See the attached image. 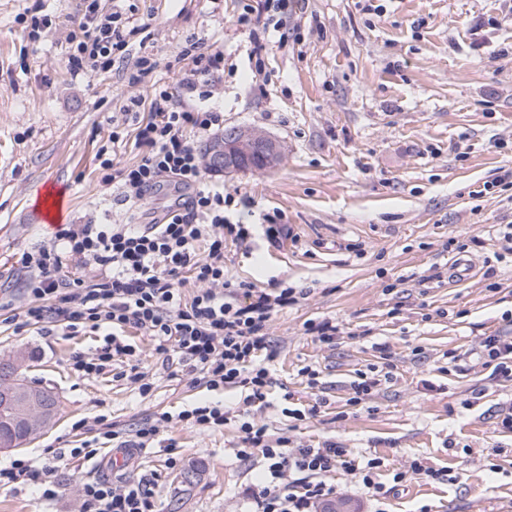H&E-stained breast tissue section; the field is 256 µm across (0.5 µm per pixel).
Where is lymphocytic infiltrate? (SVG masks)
<instances>
[{"mask_svg": "<svg viewBox=\"0 0 512 512\" xmlns=\"http://www.w3.org/2000/svg\"><path fill=\"white\" fill-rule=\"evenodd\" d=\"M138 32L119 9L101 10L97 0H83L68 33V67L75 77L90 76L123 58ZM185 65L177 90L153 88L149 97L128 96L119 107L121 124L113 128L97 158L103 183L116 185L123 202L145 205L150 191L166 187L177 197L163 216L147 224H64L54 238L23 253L26 300L13 309L15 331L37 328L99 337L91 355L74 356L71 369L81 377L106 374L127 381L140 396L152 384L139 367L140 350L131 333L150 337L156 354L175 361L193 382L215 391L240 388L243 406L266 405L272 385L268 368L267 329L273 316L305 296L294 288L243 289L226 275L228 243L255 236L277 246L288 236L280 213L262 214L258 223L232 222L227 212L233 194L204 181L199 138L224 126V114L208 104L224 82V48L191 37L180 52ZM138 150L135 162L121 164L114 155L126 139ZM96 274H79L82 265ZM192 296H185L186 286ZM224 406L197 402L178 413H160L126 433L114 430L106 416L81 420L75 427L141 452L154 446L163 425L175 422L200 431L223 430ZM238 454L261 453L267 482L253 495L255 512H316L333 494L325 478L343 471L372 495L383 492L375 475L380 459L361 461L335 442L311 447L274 438L266 425L243 422ZM36 485L43 499L58 496L60 486L50 465L15 459L0 466V489ZM84 512H155L150 480L130 477L121 483L89 476L81 482Z\"/></svg>", "mask_w": 512, "mask_h": 512, "instance_id": "obj_1", "label": "lymphocytic infiltrate"}]
</instances>
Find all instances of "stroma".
Masks as SVG:
<instances>
[{"instance_id": "obj_1", "label": "stroma", "mask_w": 512, "mask_h": 512, "mask_svg": "<svg viewBox=\"0 0 512 512\" xmlns=\"http://www.w3.org/2000/svg\"><path fill=\"white\" fill-rule=\"evenodd\" d=\"M288 0L274 11L288 33L266 36L269 80L257 87L248 60L251 38L238 23L244 6L264 0H99L121 7L140 32L124 59L76 79L67 66L70 20L81 0H0V301L24 302V251L49 241L60 224L150 222L168 205L155 194L132 209L120 189L103 185L96 158L112 132V114L126 93L124 78L139 57L157 62L137 92L175 86L176 61L189 36L224 42L230 70L211 103L225 127L257 129L282 145L273 168L207 181L238 191L243 222L278 211L292 231L280 247L262 238L227 248L235 278L267 287L306 289L300 303L270 323L276 356L272 404L248 417L294 444L333 441L362 459L378 457L386 496L367 494L336 472L328 504L346 512H512V432L500 426L512 408V382L491 379L479 363L489 334H512V255L499 231L512 224V187L497 179L512 170V0ZM41 10L52 25L33 40L19 19ZM49 187L64 210L45 223L36 204ZM464 254L474 275L448 281V262ZM0 310V359L22 356L28 381L51 389L57 416L24 447L0 452L56 462L60 493L41 499L36 487L0 491V512H81L80 482L99 475L97 460H59L79 447L72 426L106 416L130 431L155 413L197 401L237 408L240 391H210L171 376L149 337L134 341L148 397L111 376L84 379L70 370L91 354L93 337L16 333ZM332 318L335 346L307 334L309 320ZM390 348L380 359L377 344ZM465 361L449 363L448 351ZM319 373L310 387L302 368ZM383 381L361 404L349 403L358 372ZM296 420L283 408H310ZM239 419L223 431L174 426L164 438L174 451L150 448L130 469L154 485L158 512H251V490L266 464L261 454H236ZM176 465H169L168 457ZM423 461L437 479L420 475L394 485L395 472Z\"/></svg>"}]
</instances>
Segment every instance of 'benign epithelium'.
<instances>
[{"instance_id":"7a95c632","label":"benign epithelium","mask_w":512,"mask_h":512,"mask_svg":"<svg viewBox=\"0 0 512 512\" xmlns=\"http://www.w3.org/2000/svg\"><path fill=\"white\" fill-rule=\"evenodd\" d=\"M208 153L213 172L227 177L251 168V160L255 156L268 167L274 165L280 149L275 140L258 130L232 128L209 144ZM0 397L25 408L21 427L27 438H33L48 424L45 416L35 409L20 388L5 390Z\"/></svg>"}]
</instances>
